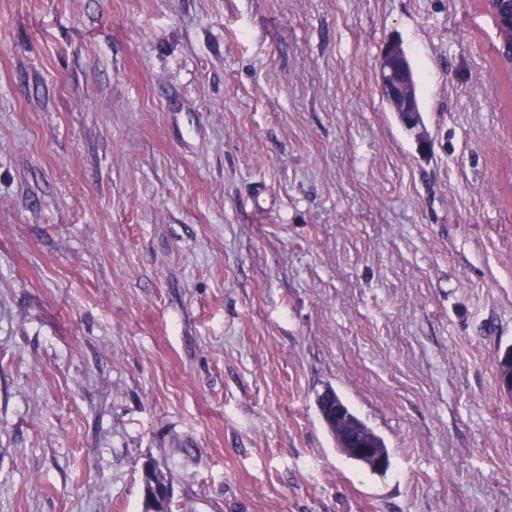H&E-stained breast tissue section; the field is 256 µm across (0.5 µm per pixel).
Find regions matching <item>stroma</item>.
<instances>
[{"instance_id":"obj_1","label":"stroma","mask_w":512,"mask_h":512,"mask_svg":"<svg viewBox=\"0 0 512 512\" xmlns=\"http://www.w3.org/2000/svg\"><path fill=\"white\" fill-rule=\"evenodd\" d=\"M494 41L475 0H0V512H142L148 461L172 512H512ZM406 54L407 53L399 40L392 39L387 42L380 59V86L382 90L386 91L391 97L400 100L401 112H414L402 115L400 119L406 131L413 133L416 136L417 141L420 142L422 139L418 133L420 128L424 127V120L419 100L417 75L409 56L406 67L409 73V78L417 85L413 91L418 112H416L414 107L411 89L408 84L409 78L405 77L403 80L400 79V69L403 67V59ZM329 397H332L334 401H336L337 398L340 402L342 399L336 394V391L329 389L324 392L318 400L321 417L327 426L337 450L355 464L366 467L373 473L385 474L386 472H380L374 467V460L371 457L359 456L350 448L351 444L348 441V430L352 428V426L361 428L372 439L373 447L376 448V452L380 455L388 456L389 451L384 440L369 428L347 404L343 418L337 419L331 411L332 405L327 406Z\"/></svg>"}]
</instances>
